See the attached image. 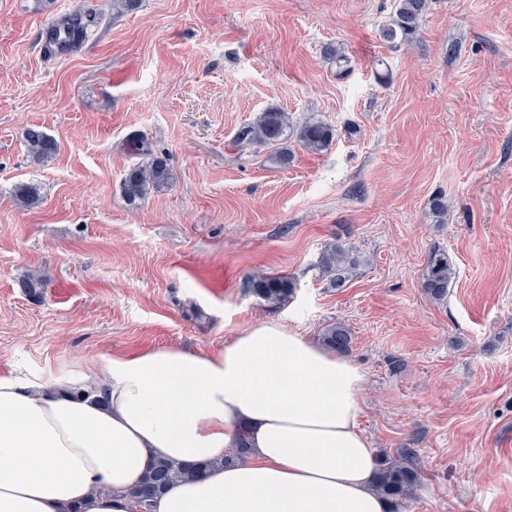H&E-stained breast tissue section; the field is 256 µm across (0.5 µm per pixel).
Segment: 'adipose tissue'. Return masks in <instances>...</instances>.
Listing matches in <instances>:
<instances>
[{"label": "adipose tissue", "instance_id": "adipose-tissue-1", "mask_svg": "<svg viewBox=\"0 0 512 512\" xmlns=\"http://www.w3.org/2000/svg\"><path fill=\"white\" fill-rule=\"evenodd\" d=\"M364 386L355 361L277 319L216 351L0 373V512H138L131 491L160 460L206 470L153 512H390L359 425Z\"/></svg>", "mask_w": 512, "mask_h": 512}]
</instances>
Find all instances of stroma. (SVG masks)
Instances as JSON below:
<instances>
[{"mask_svg": "<svg viewBox=\"0 0 512 512\" xmlns=\"http://www.w3.org/2000/svg\"><path fill=\"white\" fill-rule=\"evenodd\" d=\"M393 4L0 0V373L215 351L267 318L316 341L341 321L362 430L419 474L399 512H512V0H430L417 39L391 47L377 33ZM77 10L98 16L82 47L43 56L38 25ZM268 108L336 137L318 154L288 137L291 165L271 166L235 139ZM29 124L55 156L31 161ZM135 134L172 180L131 206ZM333 241L362 261L339 291L318 267ZM435 247L456 268L440 302L422 287ZM252 274L295 294L263 307Z\"/></svg>", "mask_w": 512, "mask_h": 512, "instance_id": "obj_1", "label": "stroma"}]
</instances>
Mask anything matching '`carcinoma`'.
<instances>
[{
    "instance_id": "1",
    "label": "carcinoma",
    "mask_w": 512,
    "mask_h": 512,
    "mask_svg": "<svg viewBox=\"0 0 512 512\" xmlns=\"http://www.w3.org/2000/svg\"><path fill=\"white\" fill-rule=\"evenodd\" d=\"M429 9V0H395L390 21L378 31L381 41L393 46L399 42L416 39L422 22ZM96 25V16L87 14L80 17L64 16L57 21L56 31L83 33ZM324 55L336 64V75L345 73L348 58L341 48L330 44L324 48ZM290 125L288 113L270 108L260 113L255 122L242 127L237 139L246 146H267L284 140ZM335 129L323 121H308L300 130L302 147L312 153H320L331 145ZM23 141L31 160L42 162L53 157L58 151L57 141L40 127L28 125L22 131ZM138 154L145 160L133 166L123 180L126 199L134 203L151 191H158L171 180V171L164 157L152 153L147 139L140 135L133 141ZM319 265L328 278V287L342 289L356 277L360 259L354 251L335 242L324 246L320 253ZM455 277V269L448 253L437 250L431 253L423 277L424 291L434 300L443 301L448 297V286ZM247 290L259 302L274 308L287 302L295 293V283L283 276L253 274L247 279ZM327 348L345 354L350 351L353 337L350 329L341 321L327 325L321 336ZM198 468L169 461L156 462L145 475L141 484L131 491L140 512H151L154 499L171 483L194 477ZM419 483L418 473L408 457H381L378 462L375 491L398 507L402 501L413 496Z\"/></svg>"
}]
</instances>
